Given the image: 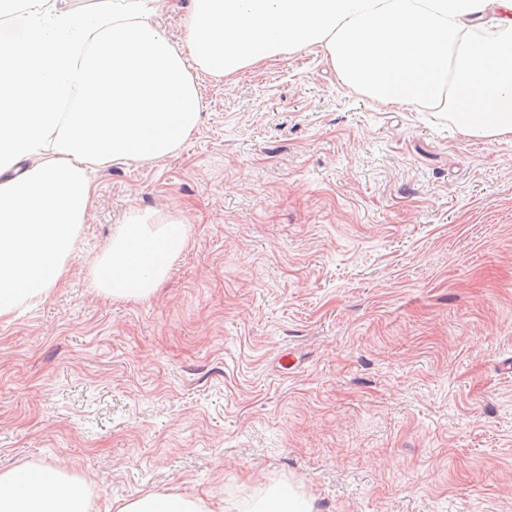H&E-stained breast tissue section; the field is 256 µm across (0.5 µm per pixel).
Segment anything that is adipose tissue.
Wrapping results in <instances>:
<instances>
[{
  "instance_id": "1",
  "label": "adipose tissue",
  "mask_w": 512,
  "mask_h": 512,
  "mask_svg": "<svg viewBox=\"0 0 512 512\" xmlns=\"http://www.w3.org/2000/svg\"><path fill=\"white\" fill-rule=\"evenodd\" d=\"M22 29L0 46V318L46 299L68 272L94 198L91 171L173 155L203 108L186 61L216 77L308 47L350 87L383 102L441 105L464 134L512 135V0H191L186 46L165 36L156 0H0ZM496 37L475 45L470 31ZM190 227L132 210L93 268L115 301L152 297ZM236 512H314L279 486ZM0 512H90L85 485L49 465L0 470ZM115 512H214L148 492Z\"/></svg>"
}]
</instances>
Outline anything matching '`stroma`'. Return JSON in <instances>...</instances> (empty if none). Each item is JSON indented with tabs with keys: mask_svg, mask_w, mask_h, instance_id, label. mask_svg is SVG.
<instances>
[{
	"mask_svg": "<svg viewBox=\"0 0 512 512\" xmlns=\"http://www.w3.org/2000/svg\"><path fill=\"white\" fill-rule=\"evenodd\" d=\"M195 77V132L94 171L64 284L0 320V470L65 469L91 512L277 484L314 512H512V138L371 99L318 47ZM134 208L189 244L114 301L91 269Z\"/></svg>",
	"mask_w": 512,
	"mask_h": 512,
	"instance_id": "35a3bbf8",
	"label": "stroma"
}]
</instances>
